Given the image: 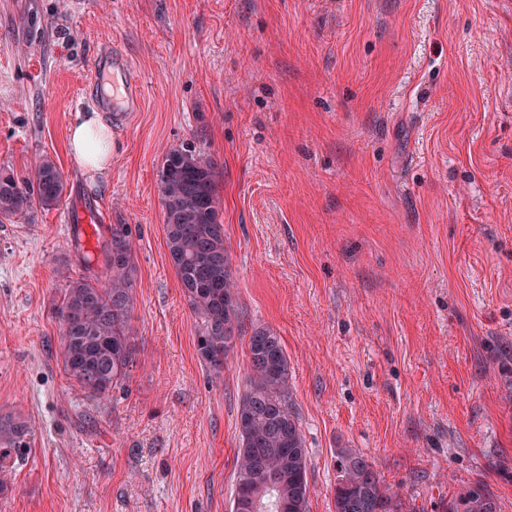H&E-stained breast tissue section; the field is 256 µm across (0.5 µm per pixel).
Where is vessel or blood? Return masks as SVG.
<instances>
[{"mask_svg": "<svg viewBox=\"0 0 512 512\" xmlns=\"http://www.w3.org/2000/svg\"><path fill=\"white\" fill-rule=\"evenodd\" d=\"M112 70L122 76V86L118 90V103L113 105V118L116 125H126L133 112L142 105V88L136 78L128 57L118 48L106 47L97 54L92 69L87 77L88 87H95L104 71Z\"/></svg>", "mask_w": 512, "mask_h": 512, "instance_id": "b4317fda", "label": "vessel or blood"}]
</instances>
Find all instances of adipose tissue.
<instances>
[{
    "label": "adipose tissue",
    "instance_id": "adipose-tissue-1",
    "mask_svg": "<svg viewBox=\"0 0 512 512\" xmlns=\"http://www.w3.org/2000/svg\"><path fill=\"white\" fill-rule=\"evenodd\" d=\"M69 147L82 172L98 174L107 170L112 159V130L98 112L78 114L70 128Z\"/></svg>",
    "mask_w": 512,
    "mask_h": 512
}]
</instances>
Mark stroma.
<instances>
[{
    "label": "stroma",
    "instance_id": "35a3bbf8",
    "mask_svg": "<svg viewBox=\"0 0 512 512\" xmlns=\"http://www.w3.org/2000/svg\"><path fill=\"white\" fill-rule=\"evenodd\" d=\"M110 44L143 105L91 177L68 130L107 98L83 81ZM188 144L236 284L218 369L158 195ZM46 158L61 204L0 223V417L32 431L0 512H230L257 328L288 359L310 512H335L345 450L410 512L475 482L512 512V0H0V170ZM115 224L137 365L99 402L63 370L56 311Z\"/></svg>",
    "mask_w": 512,
    "mask_h": 512
}]
</instances>
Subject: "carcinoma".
<instances>
[{"label":"carcinoma","mask_w":512,"mask_h":512,"mask_svg":"<svg viewBox=\"0 0 512 512\" xmlns=\"http://www.w3.org/2000/svg\"><path fill=\"white\" fill-rule=\"evenodd\" d=\"M65 183L57 165L44 160L25 180L0 171V218L29 216L62 202ZM166 244L187 301L200 320L197 349L219 369L238 326L231 259L224 246V224L211 160L192 147L166 155L159 178ZM119 246L121 262H112ZM101 260L109 274L100 287L90 276L66 283L58 307L61 356L66 373L86 396L101 399L126 384L137 364L131 343L135 265L131 230L112 225ZM250 375L238 410V466L233 498L245 497L256 512H309V460L299 417L288 386V359L281 339L269 329L253 330L248 341ZM24 422L0 424V461L29 447ZM335 512H404L388 493L366 457L339 456ZM445 512H498L486 487L476 482L448 499Z\"/></svg>","instance_id":"1"}]
</instances>
